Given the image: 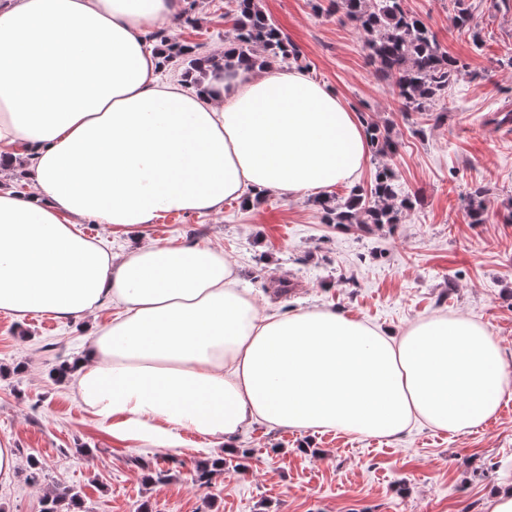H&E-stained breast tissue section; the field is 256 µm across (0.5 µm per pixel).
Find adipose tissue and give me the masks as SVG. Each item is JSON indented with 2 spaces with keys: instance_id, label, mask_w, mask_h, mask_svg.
<instances>
[{
  "instance_id": "obj_1",
  "label": "adipose tissue",
  "mask_w": 512,
  "mask_h": 512,
  "mask_svg": "<svg viewBox=\"0 0 512 512\" xmlns=\"http://www.w3.org/2000/svg\"><path fill=\"white\" fill-rule=\"evenodd\" d=\"M178 0H0V162L25 157L34 193L0 188V310L59 320L123 309L77 361L79 403L114 439L233 447L252 423L393 438L419 421L464 433L512 391L501 348L466 317L401 335L329 309L259 312L205 246L122 255L84 235L230 198L353 181L364 127L306 72L230 61L200 85L161 82L146 30Z\"/></svg>"
}]
</instances>
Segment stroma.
Here are the masks:
<instances>
[{
  "label": "stroma",
  "mask_w": 512,
  "mask_h": 512,
  "mask_svg": "<svg viewBox=\"0 0 512 512\" xmlns=\"http://www.w3.org/2000/svg\"><path fill=\"white\" fill-rule=\"evenodd\" d=\"M467 2L468 32L452 24L454 0H405L461 66L438 109L408 112L330 0H261L309 75L397 142L388 162L413 201L400 223L328 224L315 198L270 193L250 208L228 200L219 212L159 219L139 235L88 221L82 231L114 252L142 237L215 247L236 262L258 306L282 314L326 307L397 332L420 318L465 316L498 339L512 365V123L490 122L512 111V0ZM181 8L186 20L171 26L172 40L199 57L223 55L234 0H181ZM478 186L487 189L481 224L469 217ZM119 312L110 305L49 330L42 315L0 313V445L20 460L0 483V512H42L45 494L64 490L79 493L87 512H140L145 503L151 512H487L493 493L512 487V394L467 433L415 423L379 439L257 422L234 452L190 432L175 450L114 440L56 373ZM215 458L223 471L199 487L196 465ZM154 471L167 481H147Z\"/></svg>",
  "instance_id": "35a3bbf8"
}]
</instances>
